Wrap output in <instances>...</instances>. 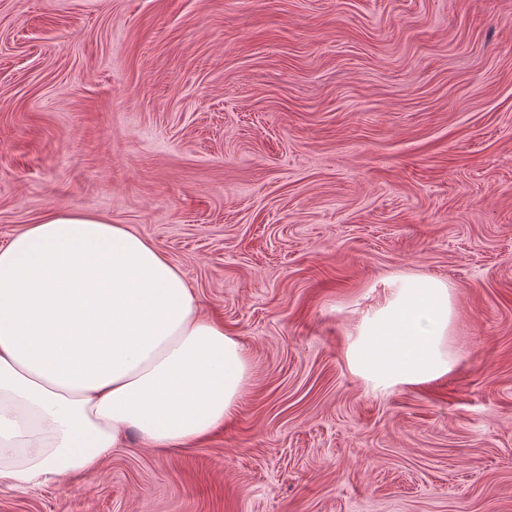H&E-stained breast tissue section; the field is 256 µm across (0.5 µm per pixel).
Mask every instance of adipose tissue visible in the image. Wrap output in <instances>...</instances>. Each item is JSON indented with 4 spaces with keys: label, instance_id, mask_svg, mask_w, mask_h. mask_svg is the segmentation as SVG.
Masks as SVG:
<instances>
[{
    "label": "adipose tissue",
    "instance_id": "1",
    "mask_svg": "<svg viewBox=\"0 0 512 512\" xmlns=\"http://www.w3.org/2000/svg\"><path fill=\"white\" fill-rule=\"evenodd\" d=\"M452 320L447 282L390 277L348 365L381 390L444 375ZM249 370L182 271L130 229L56 212L0 248V484L96 476L132 435L191 444L235 412Z\"/></svg>",
    "mask_w": 512,
    "mask_h": 512
}]
</instances>
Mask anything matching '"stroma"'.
Returning <instances> with one entry per match:
<instances>
[{
	"label": "stroma",
	"instance_id": "35a3bbf8",
	"mask_svg": "<svg viewBox=\"0 0 512 512\" xmlns=\"http://www.w3.org/2000/svg\"><path fill=\"white\" fill-rule=\"evenodd\" d=\"M137 232L250 376L186 448L0 485V512H512V0H0V246L54 211ZM447 281L442 378L348 334Z\"/></svg>",
	"mask_w": 512,
	"mask_h": 512
}]
</instances>
